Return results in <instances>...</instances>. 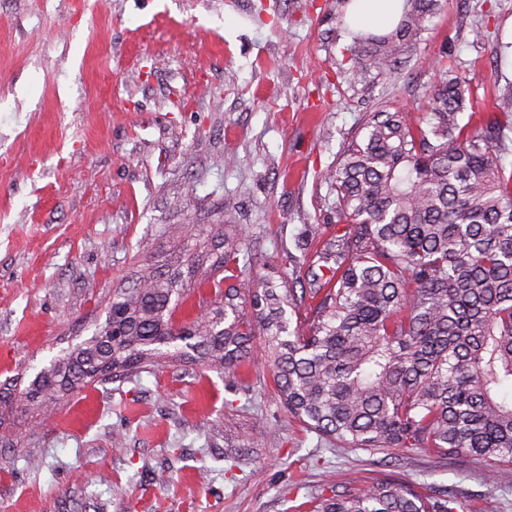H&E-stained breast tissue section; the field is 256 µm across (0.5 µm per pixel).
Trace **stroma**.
Listing matches in <instances>:
<instances>
[{
    "label": "stroma",
    "mask_w": 512,
    "mask_h": 512,
    "mask_svg": "<svg viewBox=\"0 0 512 512\" xmlns=\"http://www.w3.org/2000/svg\"><path fill=\"white\" fill-rule=\"evenodd\" d=\"M347 0H0V392L92 335L104 299L195 224L246 233L241 290L307 283L337 231L324 180L370 112L426 110L442 72L480 105L512 82V0H440L380 74ZM388 475L512 512V467L392 466L307 431L261 340L240 378L181 362L0 426V512H308Z\"/></svg>",
    "instance_id": "35a3bbf8"
}]
</instances>
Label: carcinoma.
<instances>
[{
    "mask_svg": "<svg viewBox=\"0 0 512 512\" xmlns=\"http://www.w3.org/2000/svg\"><path fill=\"white\" fill-rule=\"evenodd\" d=\"M439 0H410L384 35L356 37L355 55L391 73ZM468 84L446 77L428 111L371 113L325 178L342 235L323 241L319 271L296 291L268 275L249 293L213 279L239 265L246 234L197 224L194 243L162 269L138 272L112 295L93 334L61 352L24 392L38 413L95 383L152 373L169 359L229 376L262 336L283 407L306 429L353 450H422L512 466V169L498 164L512 126L502 111L462 122ZM217 288L212 307L176 318L196 284ZM307 307L291 324L288 310ZM448 490L424 492L386 476L356 493L322 491L312 512H455Z\"/></svg>",
    "mask_w": 512,
    "mask_h": 512,
    "instance_id": "1",
    "label": "carcinoma"
}]
</instances>
